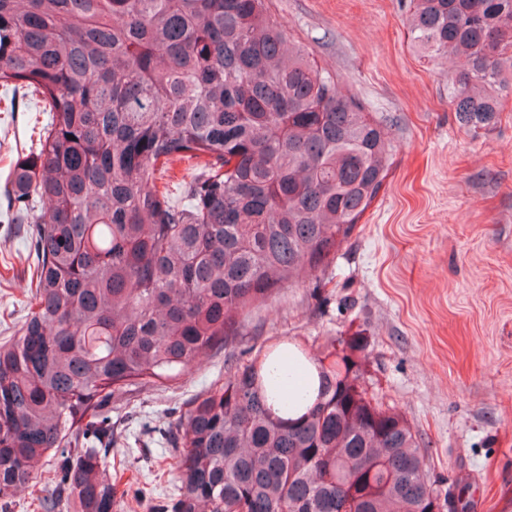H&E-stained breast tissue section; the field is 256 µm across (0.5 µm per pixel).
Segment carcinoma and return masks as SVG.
Returning <instances> with one entry per match:
<instances>
[{
	"label": "carcinoma",
	"mask_w": 512,
	"mask_h": 512,
	"mask_svg": "<svg viewBox=\"0 0 512 512\" xmlns=\"http://www.w3.org/2000/svg\"><path fill=\"white\" fill-rule=\"evenodd\" d=\"M269 0H0V84L51 121L5 192L30 225L29 315L0 343V502L43 459L77 512H112V394L173 381L239 318L335 259L391 168L387 129L293 42ZM413 46L466 129L512 93V0H410ZM190 179L156 184L172 160ZM342 338L258 353L173 433L172 512H432L406 419Z\"/></svg>",
	"instance_id": "carcinoma-1"
}]
</instances>
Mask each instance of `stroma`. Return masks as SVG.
I'll list each match as a JSON object with an SVG mask.
<instances>
[{"label": "stroma", "instance_id": "35a3bbf8", "mask_svg": "<svg viewBox=\"0 0 512 512\" xmlns=\"http://www.w3.org/2000/svg\"><path fill=\"white\" fill-rule=\"evenodd\" d=\"M409 0H271L291 39L389 129L392 166L332 265L253 307L227 349L171 382L112 399V512H170L178 495L168 431L228 368L282 341L313 349L362 333L370 396L408 421L434 486L468 487L469 512H512V97L494 125L460 127L448 77L414 49ZM49 121L37 97L0 88V340L28 315L29 227L3 189ZM7 512H75L46 475Z\"/></svg>", "mask_w": 512, "mask_h": 512}]
</instances>
